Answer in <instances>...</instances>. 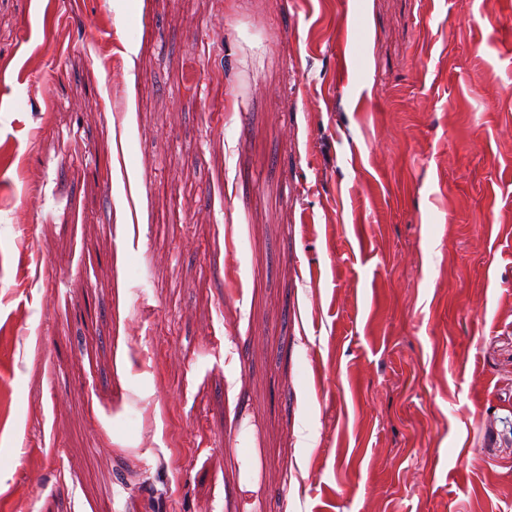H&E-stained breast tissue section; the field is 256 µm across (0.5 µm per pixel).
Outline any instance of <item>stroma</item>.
<instances>
[{
    "instance_id": "obj_1",
    "label": "stroma",
    "mask_w": 512,
    "mask_h": 512,
    "mask_svg": "<svg viewBox=\"0 0 512 512\" xmlns=\"http://www.w3.org/2000/svg\"><path fill=\"white\" fill-rule=\"evenodd\" d=\"M0 512H512V0H0Z\"/></svg>"
}]
</instances>
